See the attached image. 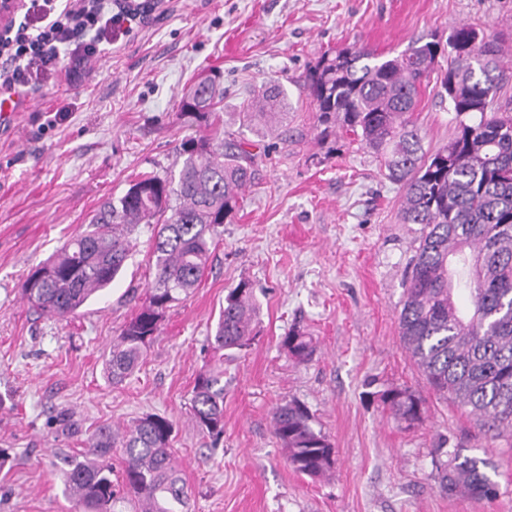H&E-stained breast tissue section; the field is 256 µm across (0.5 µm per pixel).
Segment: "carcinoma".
<instances>
[{
	"instance_id": "cac0c4a2",
	"label": "carcinoma",
	"mask_w": 512,
	"mask_h": 512,
	"mask_svg": "<svg viewBox=\"0 0 512 512\" xmlns=\"http://www.w3.org/2000/svg\"><path fill=\"white\" fill-rule=\"evenodd\" d=\"M438 53L448 56L440 73ZM503 56L497 39L460 24L444 45L434 35L419 38L390 58L366 46L324 56L307 73L304 88L315 102L317 125L341 126L379 157L388 178L404 190L402 223L421 225L398 317L403 348L436 393L469 409L482 426L512 432V113L493 107L504 77ZM433 73L458 125L448 144L429 156L410 116ZM220 95L215 80L193 84L180 101L181 115L219 127ZM283 98L279 85L266 84L246 109L273 120L281 115ZM179 154L178 176L139 175L22 284L33 309L74 314L119 276L138 226L158 227L149 252L154 278L148 301L121 329L105 359L113 382L134 372L159 329L158 318L196 288L217 228L256 178L252 154L241 143L229 141L219 150L201 136L181 143ZM462 292L467 307L458 300ZM255 312L252 288L241 281L224 299L213 349L249 347ZM281 348L299 363L313 354L311 340L294 329L282 337ZM375 396L400 422L413 426L424 420V402L408 388L391 387ZM192 411L201 430L216 440L224 434L222 374H198ZM272 420L295 471L312 479L333 472L335 448L313 427L303 404L277 405ZM172 433L166 419L149 414L122 438L123 481L142 512H185L188 492L174 465ZM113 447L112 430L102 428L87 439L82 460L61 458L68 466L66 490L86 512L112 505ZM445 455V461L434 460L442 491L496 497L486 460L458 449Z\"/></svg>"
}]
</instances>
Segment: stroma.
Segmentation results:
<instances>
[{"instance_id": "35a3bbf8", "label": "stroma", "mask_w": 512, "mask_h": 512, "mask_svg": "<svg viewBox=\"0 0 512 512\" xmlns=\"http://www.w3.org/2000/svg\"><path fill=\"white\" fill-rule=\"evenodd\" d=\"M462 23L508 44L499 100L511 101L512 0H163L105 47L92 77L40 80L0 118V512H80L57 452L77 455L98 428L118 434L147 414L173 426L189 512H512V433L491 437L437 395L401 346L398 315L420 235L399 220L402 188L359 143L322 134L303 87L322 55L364 45L395 55ZM210 70L224 88L212 143H244L257 179L219 227L198 288L166 310L141 366L115 385L104 357L146 299L152 225L134 234L122 277L76 314L35 313L22 283L138 173H178L179 145L207 133L180 117L179 102ZM267 83L287 92L272 128L242 115ZM51 112L61 115L52 127ZM412 120L430 152L456 127L432 84ZM243 280L254 288V339L214 354L224 298ZM295 327L315 345L303 363L280 348ZM207 369L224 375L216 443L191 415ZM388 387L423 400L422 424L398 422L369 398ZM293 399L336 451L327 478L296 472L274 435V407ZM439 448L486 459L497 497L442 492Z\"/></svg>"}]
</instances>
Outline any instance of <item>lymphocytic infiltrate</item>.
Segmentation results:
<instances>
[{"instance_id":"f902f5d3","label":"lymphocytic infiltrate","mask_w":512,"mask_h":512,"mask_svg":"<svg viewBox=\"0 0 512 512\" xmlns=\"http://www.w3.org/2000/svg\"><path fill=\"white\" fill-rule=\"evenodd\" d=\"M153 0H24L20 21L0 28V92L23 96L62 59L86 65Z\"/></svg>"}]
</instances>
